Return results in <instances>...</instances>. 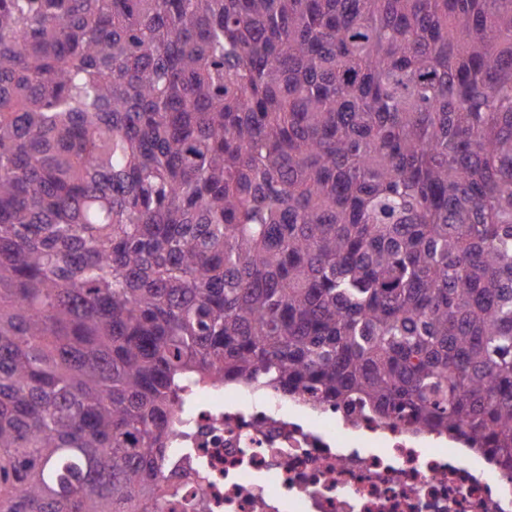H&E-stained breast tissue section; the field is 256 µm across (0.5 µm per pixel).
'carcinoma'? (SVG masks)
Instances as JSON below:
<instances>
[{
    "label": "carcinoma",
    "instance_id": "carcinoma-1",
    "mask_svg": "<svg viewBox=\"0 0 512 512\" xmlns=\"http://www.w3.org/2000/svg\"><path fill=\"white\" fill-rule=\"evenodd\" d=\"M211 379L512 479V0H0V512H157Z\"/></svg>",
    "mask_w": 512,
    "mask_h": 512
}]
</instances>
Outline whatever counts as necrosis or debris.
Returning a JSON list of instances; mask_svg holds the SVG:
<instances>
[{"mask_svg": "<svg viewBox=\"0 0 512 512\" xmlns=\"http://www.w3.org/2000/svg\"><path fill=\"white\" fill-rule=\"evenodd\" d=\"M161 484V512H512V482L481 454L221 383L178 402Z\"/></svg>", "mask_w": 512, "mask_h": 512, "instance_id": "obj_1", "label": "necrosis or debris"}]
</instances>
